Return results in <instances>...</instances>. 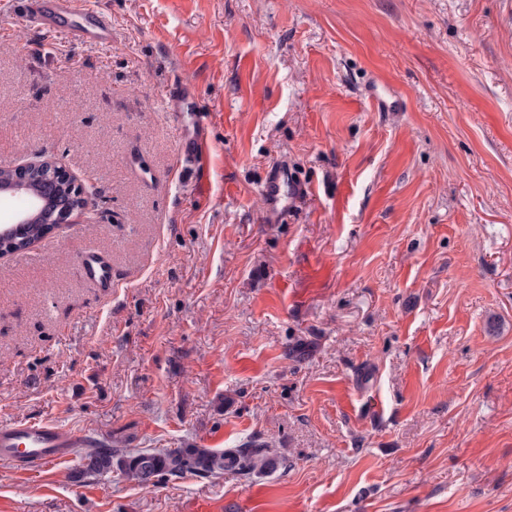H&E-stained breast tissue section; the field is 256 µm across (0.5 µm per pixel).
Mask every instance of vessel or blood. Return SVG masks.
Instances as JSON below:
<instances>
[{"label":"vessel or blood","instance_id":"vessel-or-blood-1","mask_svg":"<svg viewBox=\"0 0 512 512\" xmlns=\"http://www.w3.org/2000/svg\"><path fill=\"white\" fill-rule=\"evenodd\" d=\"M25 17L51 25L62 19L76 18V39L105 43L112 38V28L105 17L91 13L84 0H20ZM302 185L291 173L270 170L261 184V195L270 214L281 215L287 208V194L301 192ZM84 277L104 292L112 290V260L91 248L80 260ZM84 437L51 421L20 422L0 426V459L24 460V473L48 469L65 458L69 449L84 446Z\"/></svg>","mask_w":512,"mask_h":512}]
</instances>
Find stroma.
Wrapping results in <instances>:
<instances>
[{
  "mask_svg": "<svg viewBox=\"0 0 512 512\" xmlns=\"http://www.w3.org/2000/svg\"><path fill=\"white\" fill-rule=\"evenodd\" d=\"M87 2L111 42L0 0V167L62 165L95 211L0 258V425L273 453L0 464V512H512V0ZM272 167L307 187L279 218ZM84 277L103 292L112 291V260L109 255L95 249L86 250L80 260ZM62 428L52 421L20 422L0 426V458L19 461L20 470L33 473L46 470L66 457L71 448L80 457L82 475L97 478L114 466L131 480L147 485L156 476L182 478L187 473L200 476L232 471L250 476L261 471L272 448L267 442L250 440L235 448L213 451L205 448H112L107 440H90ZM86 444L85 448H81ZM74 448H78L75 451ZM78 452V453H77Z\"/></svg>",
  "mask_w": 512,
  "mask_h": 512,
  "instance_id": "stroma-1",
  "label": "stroma"
}]
</instances>
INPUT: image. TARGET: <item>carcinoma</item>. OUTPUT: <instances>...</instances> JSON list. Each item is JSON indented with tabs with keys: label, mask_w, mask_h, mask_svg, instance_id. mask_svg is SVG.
<instances>
[{
	"label": "carcinoma",
	"mask_w": 512,
	"mask_h": 512,
	"mask_svg": "<svg viewBox=\"0 0 512 512\" xmlns=\"http://www.w3.org/2000/svg\"><path fill=\"white\" fill-rule=\"evenodd\" d=\"M30 196L41 201L42 211L50 212L63 206L76 207L78 199L71 191L70 182L48 168L29 169L24 173ZM47 224L36 217L27 225L21 237L0 236V254H12L31 249L46 236ZM270 445L250 440L234 448L213 451L205 448H145L130 450L114 448L107 440H91L77 449L83 461L82 475L97 478L117 468L131 480L146 485L156 476L181 478L187 473L200 476L219 475L226 471L250 476L261 471Z\"/></svg>",
	"instance_id": "obj_1"
}]
</instances>
